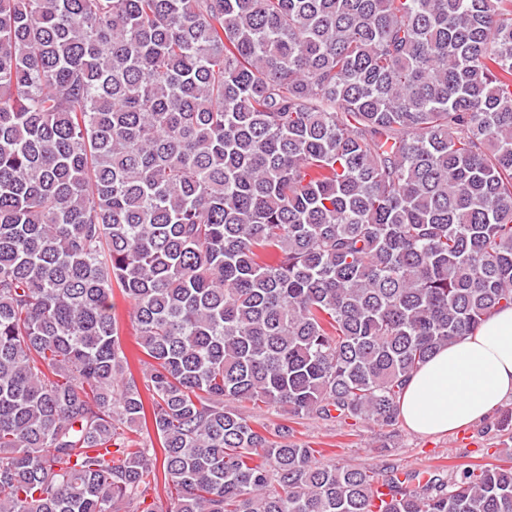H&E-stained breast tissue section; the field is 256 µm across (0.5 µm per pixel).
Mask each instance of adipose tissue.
Listing matches in <instances>:
<instances>
[{"label":"adipose tissue","instance_id":"obj_1","mask_svg":"<svg viewBox=\"0 0 512 512\" xmlns=\"http://www.w3.org/2000/svg\"><path fill=\"white\" fill-rule=\"evenodd\" d=\"M512 396V308L436 352L412 375L399 403L406 425L443 435L483 421Z\"/></svg>","mask_w":512,"mask_h":512}]
</instances>
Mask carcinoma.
<instances>
[{"mask_svg":"<svg viewBox=\"0 0 512 512\" xmlns=\"http://www.w3.org/2000/svg\"><path fill=\"white\" fill-rule=\"evenodd\" d=\"M511 307L512 0H0V512H512L224 405L394 426ZM112 312L117 319L119 337L127 351L135 353V329L131 319V305L115 288L112 296Z\"/></svg>","mask_w":512,"mask_h":512,"instance_id":"obj_1","label":"carcinoma"}]
</instances>
